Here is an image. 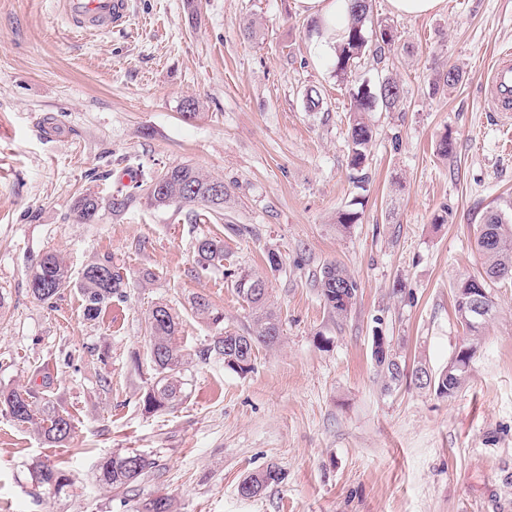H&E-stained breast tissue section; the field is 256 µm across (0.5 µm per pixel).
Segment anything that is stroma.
<instances>
[{
	"label": "stroma",
	"mask_w": 512,
	"mask_h": 512,
	"mask_svg": "<svg viewBox=\"0 0 512 512\" xmlns=\"http://www.w3.org/2000/svg\"><path fill=\"white\" fill-rule=\"evenodd\" d=\"M308 21L297 0H131L124 29L76 37L60 0H0V387L30 391L74 425L51 445L0 411V512H141L157 495L173 512H512V281L492 284L479 338L454 309L458 284L482 270L486 212L512 215V125L483 101L492 51L512 47V0H443L412 18L371 0L365 35L386 24L394 49L363 57L344 84ZM451 65L462 82L432 93ZM388 77L406 104L369 113L368 179L357 184L352 94ZM311 87L321 111L305 108ZM187 97L196 118L182 114ZM55 119L70 137L39 134ZM445 136L447 157L436 150ZM185 162L223 178V219L141 203L77 223L80 194L105 199L127 171ZM347 209L359 220L343 230ZM206 236L223 240L224 264L204 272ZM47 252L75 271L111 257L126 298L94 320L78 290L35 299L28 270ZM330 263L359 284L340 318L318 288ZM244 272L265 280L282 337L240 375L204 351L249 329L234 287ZM196 295L223 312L222 326L191 313ZM159 301L180 317L187 390L148 413L145 318ZM378 329L408 372L441 371L476 341L467 382L449 398L409 376L386 386L371 356ZM129 451L157 467L128 491L101 485L98 462ZM43 463L63 464L71 486L36 485ZM271 464L284 481L240 496Z\"/></svg>",
	"instance_id": "1"
}]
</instances>
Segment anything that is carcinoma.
<instances>
[{"label": "carcinoma", "instance_id": "1", "mask_svg": "<svg viewBox=\"0 0 512 512\" xmlns=\"http://www.w3.org/2000/svg\"><path fill=\"white\" fill-rule=\"evenodd\" d=\"M371 0H349L346 25L339 34L334 47V73L337 81L347 82L357 63L366 55L382 54L394 46L392 30L385 25L379 29L375 42H370L364 33V22L370 10ZM463 79L462 72L450 66L437 74L435 88L450 89ZM403 86L392 78L383 80L371 91L360 88L353 94V115L348 130L350 146L349 167L351 178L356 182L365 179L368 148L372 142L373 130L366 115L377 106L390 111L398 109L404 102ZM223 186L220 194L215 193L216 185ZM230 197L224 180L192 164H178L162 169L148 179L138 178L131 190L118 191L106 200L87 193L77 197L73 212L82 224H94L102 210H109L118 217L133 208L143 199L156 210L171 207L187 209L188 219L193 221L205 212L212 217L224 215V203ZM477 248L483 256L482 273L465 279L458 286V296L462 297L471 288H490V285L512 279V217L498 210L487 213L482 232L477 237ZM197 262L201 270L220 267L224 262V241L215 237H204L196 245ZM238 295L253 312L252 326L245 332H224L213 339L208 352L224 359V365L244 374L252 369L254 351L257 346L268 348L280 342L282 327L272 307L266 283L259 277L239 275L235 282ZM123 275L110 258L98 259L83 266L78 275L72 274L71 267L60 255L43 254L29 271V288L35 299L50 302L68 288H76L85 301V315L97 318L103 307L112 300L126 297ZM345 290L352 301L344 304L336 302V287ZM319 288L329 311L338 317L351 311L357 298L358 284L336 264L324 267L319 280ZM194 315L219 326L224 323V314L212 307L208 299L196 296L190 302ZM146 322L148 352L155 367L153 383L144 395L143 406L148 412L165 411L174 407L184 393L182 370L184 356L177 345L180 328L179 316L164 303H156L149 310ZM376 365L384 377L392 384L401 381L404 373L393 371L388 360L372 351ZM463 386V382L444 376L439 372L433 377L434 393L448 398ZM0 409L21 425L31 427L44 441L54 445L70 438L72 425L69 416L52 409L48 404L40 405L33 401L28 391L0 388ZM156 467L155 460L140 453L123 456L104 457L97 465L99 481L113 489H128L142 475ZM63 477L56 488L70 485L71 479L59 465L42 464L36 468L35 479L43 485L49 484L52 476ZM284 479L281 470L270 465L266 469L248 475L238 486L244 498H254L262 494L270 485Z\"/></svg>", "mask_w": 512, "mask_h": 512}]
</instances>
